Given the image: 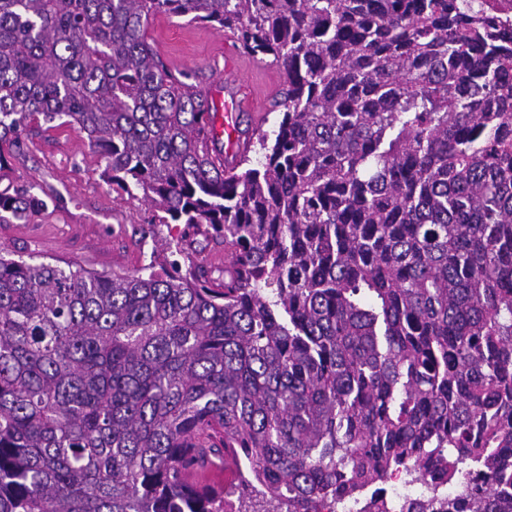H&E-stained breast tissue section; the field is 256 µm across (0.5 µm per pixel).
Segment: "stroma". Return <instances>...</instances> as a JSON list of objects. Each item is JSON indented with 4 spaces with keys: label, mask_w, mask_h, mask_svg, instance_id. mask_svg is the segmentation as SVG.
I'll use <instances>...</instances> for the list:
<instances>
[{
    "label": "stroma",
    "mask_w": 512,
    "mask_h": 512,
    "mask_svg": "<svg viewBox=\"0 0 512 512\" xmlns=\"http://www.w3.org/2000/svg\"><path fill=\"white\" fill-rule=\"evenodd\" d=\"M149 42L166 64L178 65L185 80L203 86L208 64L224 57V33L185 18L158 14L147 29ZM247 112H268L280 88L276 64L244 73ZM0 188L33 185L51 195L46 212L25 224H0V245L33 263L82 267L100 273L131 272L162 258V240L178 238V224H155L152 210L119 199L101 177L99 157L85 134L72 127L31 122L19 146L0 148Z\"/></svg>",
    "instance_id": "35a3bbf8"
}]
</instances>
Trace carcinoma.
Returning <instances> with one entry per match:
<instances>
[{
    "label": "carcinoma",
    "instance_id": "obj_1",
    "mask_svg": "<svg viewBox=\"0 0 512 512\" xmlns=\"http://www.w3.org/2000/svg\"><path fill=\"white\" fill-rule=\"evenodd\" d=\"M158 13L279 68L230 172ZM39 116L183 231L123 274L0 251V512H512V36L479 0H0V147ZM45 210L0 190L1 224ZM226 448L230 483L185 478ZM401 472L430 500L384 499Z\"/></svg>",
    "mask_w": 512,
    "mask_h": 512
}]
</instances>
